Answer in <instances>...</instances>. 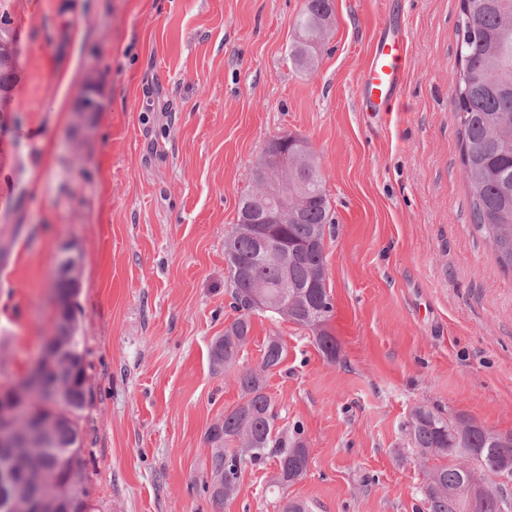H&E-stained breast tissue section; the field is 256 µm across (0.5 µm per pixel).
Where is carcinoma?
<instances>
[{
	"label": "carcinoma",
	"mask_w": 512,
	"mask_h": 512,
	"mask_svg": "<svg viewBox=\"0 0 512 512\" xmlns=\"http://www.w3.org/2000/svg\"><path fill=\"white\" fill-rule=\"evenodd\" d=\"M472 17L479 31L464 55L458 57L453 89L454 115L460 127V156L471 196L473 229L490 244L492 256L503 272H512V0H477ZM333 13L329 0H305L296 19V26L308 30L318 40L325 39ZM291 56L298 63L315 66L317 54L313 47L297 42ZM288 186L294 191L299 214L288 224L276 225L283 244L292 248L306 241L317 229L332 223L330 209L319 167L303 164L288 174ZM226 247L229 261L228 288L232 308L237 317L214 342L211 356L217 365L229 369L236 366L241 350L252 330V317L258 311L250 309L247 294L259 285L267 287L268 304L279 306L291 303L288 320L306 326L309 314H316L328 324L332 303L327 288L316 289L310 301L291 300L277 288L280 266L268 262L252 264L257 246L254 239L235 225ZM325 248L307 256L288 259V282L306 290L311 273L325 274ZM58 336L54 337L58 357L55 365L45 372L48 389L29 397L30 404L44 417L56 423L49 437L23 422L29 447L18 454L0 457V470L8 469L19 475L29 471L40 474L38 487L42 512H70L76 488L90 485L89 460L85 448L75 444L83 441L78 422L71 419L86 408L83 385L84 356L82 341L69 335L67 326L55 322ZM285 358L284 345L276 338L268 339L262 364L258 369L236 372L234 380L240 390L241 402L212 424L206 439L212 447L209 461L211 477L224 479V492L213 493L217 504L232 499L238 490L242 468L258 465L268 457L276 458L280 470L279 482L270 487L283 493L290 480L309 455L303 429L297 425L282 431L276 426L272 398L265 392V373L279 366ZM455 424L443 412L426 406L412 409L405 424L408 446L416 450L430 467L443 491L431 494L420 490L422 512H464L461 493L466 485L470 467L449 457L448 449L455 447ZM246 440L250 453L237 455L236 448ZM497 435L486 429L473 428L465 438L466 447L474 449V457L512 462V447L501 448L495 443ZM28 489H19L0 482V512H21Z\"/></svg>",
	"instance_id": "obj_1"
}]
</instances>
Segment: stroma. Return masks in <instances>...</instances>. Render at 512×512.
I'll return each instance as SVG.
<instances>
[{
	"mask_svg": "<svg viewBox=\"0 0 512 512\" xmlns=\"http://www.w3.org/2000/svg\"><path fill=\"white\" fill-rule=\"evenodd\" d=\"M304 3L0 0L15 69L0 100V389L38 358L58 261L76 254L95 512H278L273 462L247 466L223 505L205 485L206 431L240 401L210 356L236 317L225 244L280 133L308 142L325 179L337 345L327 359L309 330L257 316L240 353L255 368L269 337L285 347L266 392L309 448L287 497L418 512L423 468L404 434L418 405L512 435V275L471 225L453 115L459 0H333L312 68L290 56ZM388 22L409 36L405 85L364 112L359 82Z\"/></svg>",
	"mask_w": 512,
	"mask_h": 512,
	"instance_id": "1",
	"label": "stroma"
}]
</instances>
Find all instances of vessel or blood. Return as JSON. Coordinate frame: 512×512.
Returning a JSON list of instances; mask_svg holds the SVG:
<instances>
[{
  "mask_svg": "<svg viewBox=\"0 0 512 512\" xmlns=\"http://www.w3.org/2000/svg\"><path fill=\"white\" fill-rule=\"evenodd\" d=\"M408 54L403 27L388 23L378 29L360 81L362 111H381L396 95L405 80Z\"/></svg>",
  "mask_w": 512,
  "mask_h": 512,
  "instance_id": "vessel-or-blood-1",
  "label": "vessel or blood"
}]
</instances>
